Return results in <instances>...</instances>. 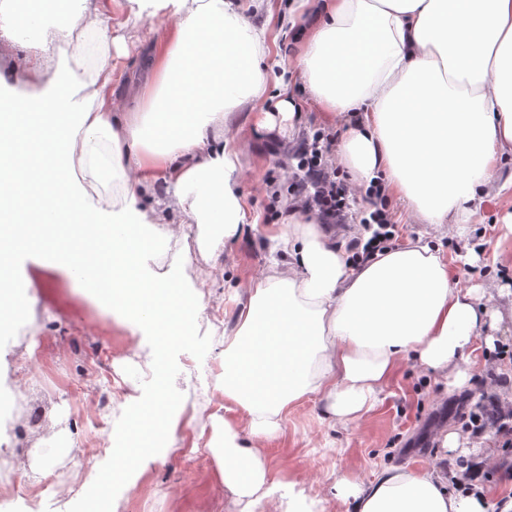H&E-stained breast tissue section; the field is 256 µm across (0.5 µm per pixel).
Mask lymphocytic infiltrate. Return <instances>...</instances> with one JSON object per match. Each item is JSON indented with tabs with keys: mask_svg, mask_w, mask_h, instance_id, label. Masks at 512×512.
I'll return each mask as SVG.
<instances>
[{
	"mask_svg": "<svg viewBox=\"0 0 512 512\" xmlns=\"http://www.w3.org/2000/svg\"><path fill=\"white\" fill-rule=\"evenodd\" d=\"M336 139V133L317 130L303 140L301 171L292 177V196L304 211L316 216L324 229L360 225V237L353 239L348 248L352 262L362 264L375 252L393 247L399 226L388 209L381 183H371L365 190L363 207H356L346 179L340 177L332 161ZM463 423L473 435L493 429L508 438L512 436V408L501 406L496 395L487 391L464 416Z\"/></svg>",
	"mask_w": 512,
	"mask_h": 512,
	"instance_id": "1",
	"label": "lymphocytic infiltrate"
}]
</instances>
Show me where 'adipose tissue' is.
I'll return each mask as SVG.
<instances>
[{"label": "adipose tissue", "mask_w": 512, "mask_h": 512, "mask_svg": "<svg viewBox=\"0 0 512 512\" xmlns=\"http://www.w3.org/2000/svg\"><path fill=\"white\" fill-rule=\"evenodd\" d=\"M76 29L92 69L60 66L27 97L33 160L0 167V214L14 218L0 240L50 251L82 288L162 341L189 338L205 309L198 286L173 270H127L129 254L149 228L170 240L194 225L215 258L243 235L240 159L224 132L240 121L285 129L297 113L294 85L330 116L357 115L340 161L357 184L382 177L389 196L427 224L476 213L502 154L512 153V0H42L22 16L0 0V36L31 74ZM129 34L150 79L123 109L115 60L127 55ZM288 39L297 54L269 88L267 62ZM76 165L83 181L69 176ZM19 181L35 189L34 207L18 209L8 186ZM171 212L180 224L168 223ZM88 221L97 235L86 233ZM272 240L288 261L249 285L217 376L253 444L229 419L209 444L241 512H257L275 490L259 444L281 432L293 407L315 398L331 423L356 422L406 356L463 389L475 343L512 309L511 287L459 288L447 257L419 238L360 266L293 216ZM179 417L157 391L140 425L143 447L108 449L112 464L94 478H139L169 453L153 433L175 434ZM447 484L433 467H386L368 482L338 477L335 489L352 512H487L482 489L459 495Z\"/></svg>", "instance_id": "1"}]
</instances>
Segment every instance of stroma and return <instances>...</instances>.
<instances>
[{
	"instance_id": "35a3bbf8",
	"label": "stroma",
	"mask_w": 512,
	"mask_h": 512,
	"mask_svg": "<svg viewBox=\"0 0 512 512\" xmlns=\"http://www.w3.org/2000/svg\"><path fill=\"white\" fill-rule=\"evenodd\" d=\"M228 144L243 161L238 186L251 206L256 226L226 243L220 259L201 253L193 238L157 245L148 267L161 273L171 268L183 276L207 279L209 308L188 341L162 343L144 335L125 315L86 295L68 273L54 267L48 253L31 247L13 256L12 278L27 290V312L12 328L0 330V455L22 434L27 454L14 467L28 493L0 494V512H81L96 489L88 474L105 459L103 443L109 432L125 425L128 410L145 409L154 397L146 372L149 366L169 378L174 402L181 411L175 453L152 464L127 489H111L107 512H240L225 493L216 461L206 446L214 424L225 418L241 421L240 413L225 415L214 379L224 353L218 337L232 329L247 299V286L270 261L269 234L288 214L291 195L278 168L290 136L255 135L249 126H232ZM402 237L423 236L448 259L463 288H494L512 284V242L498 244L504 212L512 211V196L496 186L484 190V201L465 233L452 224H423L398 203H390ZM223 275H215V265ZM512 348V317L504 316L493 344L478 341L471 354V377L464 392L448 391L443 380L402 361L376 407L359 421L335 426L323 415L320 402L304 401L288 415L281 433L262 444L271 475L277 480L268 512H347L336 496L337 476L370 479L376 469L401 466L436 467L449 488L468 480V467L480 470V485L489 503L512 493V446L496 443L492 459L482 454H435L437 437L463 433L461 417L483 391L512 398V362L501 365L498 348ZM120 396L106 415L105 426L94 425V402L105 388ZM41 411L34 426H23L30 408ZM70 434L84 449L80 459L61 454L62 434ZM55 460L50 474L33 481L43 457Z\"/></svg>"
}]
</instances>
